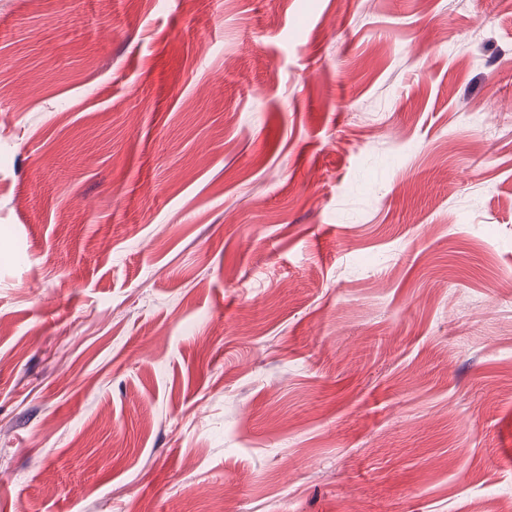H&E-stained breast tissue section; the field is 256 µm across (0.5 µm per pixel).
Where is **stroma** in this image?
Instances as JSON below:
<instances>
[{"mask_svg":"<svg viewBox=\"0 0 512 512\" xmlns=\"http://www.w3.org/2000/svg\"><path fill=\"white\" fill-rule=\"evenodd\" d=\"M512 0H0V512L512 497Z\"/></svg>","mask_w":512,"mask_h":512,"instance_id":"1","label":"stroma"}]
</instances>
